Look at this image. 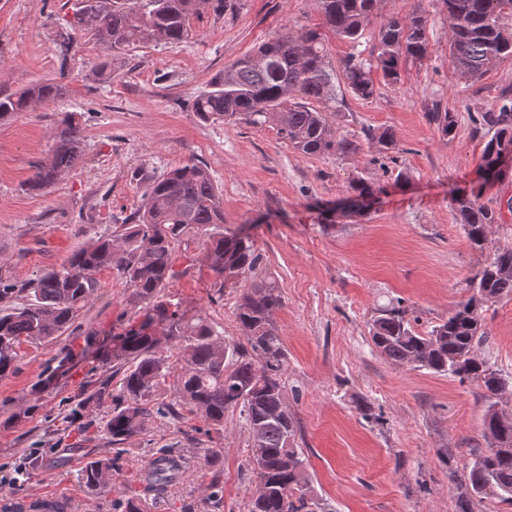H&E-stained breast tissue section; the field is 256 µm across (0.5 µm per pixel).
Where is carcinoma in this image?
<instances>
[{
  "label": "carcinoma",
  "mask_w": 512,
  "mask_h": 512,
  "mask_svg": "<svg viewBox=\"0 0 512 512\" xmlns=\"http://www.w3.org/2000/svg\"><path fill=\"white\" fill-rule=\"evenodd\" d=\"M376 3L316 0L326 26L351 44L362 38ZM442 3L452 28L448 61L462 79L478 82L492 66L512 61V0ZM230 5L231 0H79L70 27L88 31L103 50L115 53L140 43H184L202 8L221 14ZM426 23L418 14L387 19L378 28L375 62L352 53L339 72L330 63L321 32H279L224 69L192 108L205 122L270 124L281 140L305 156H324L338 148L355 153L358 142L338 136L313 102L338 103L341 85L359 98H371L373 67L388 82H400L402 60L421 61L426 55ZM68 92L64 84L40 82L0 97V123ZM292 94L297 96L294 102L289 101ZM428 117L445 135L456 128L454 112H430ZM477 122L493 130L483 148L482 170L487 174L496 169L502 151L512 148V98H503L497 112L481 113ZM369 136L380 152L396 151L390 130ZM83 143L82 115L65 114L53 133L51 155L35 167L28 189L54 185L78 163ZM144 183L140 208L76 250L61 268L43 273L26 288L0 279V299L27 295L18 306L0 308V377L15 370L21 343L43 345L70 329L101 288L97 273L111 268L129 291L125 332L106 340L91 332L82 353L107 348L97 361L119 379L112 410L102 423L112 445L128 444L155 419L181 418L185 408L201 414L214 429L224 425L227 411L238 408L251 436L249 466L257 489L247 512H322L308 498L306 457L297 447L299 425L284 400L286 349L272 321L283 306L281 289L276 281L257 275L263 257L249 228L224 230L222 197L209 170L199 163L148 177ZM483 187L480 183L452 200L471 248L484 257L468 280V299L426 333L414 328L404 306L390 302L378 309L371 330L374 349L391 362L448 374L484 391L486 448L465 464L458 512H473L477 498L512 504V413L501 407L503 398L512 396V376L477 355L487 336L483 312L512 298V247L492 246V227L502 221V207L479 202ZM349 189L363 206L379 192L363 177L353 179ZM191 241L205 246L218 291H240L235 319L246 344L227 348L223 333L206 315L190 314L166 299V290L179 275L174 245ZM74 360L70 350L54 357L38 389L66 377ZM173 376L175 389L168 400L161 391ZM113 467L111 458L87 461L81 471L87 493L110 490ZM182 468L180 456L164 453L143 480L164 487L180 477ZM210 488L200 512H222L224 466L217 448L211 455Z\"/></svg>",
  "instance_id": "carcinoma-1"
}]
</instances>
